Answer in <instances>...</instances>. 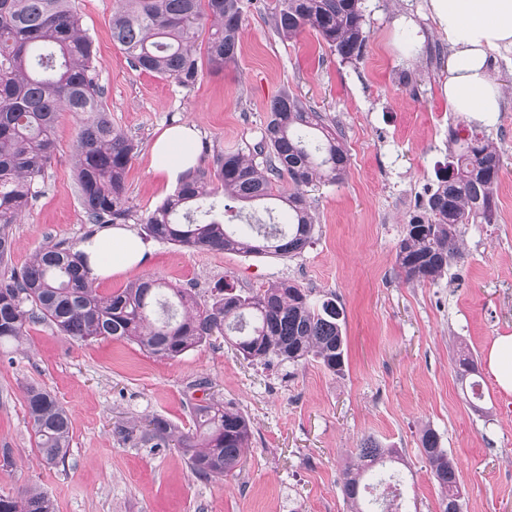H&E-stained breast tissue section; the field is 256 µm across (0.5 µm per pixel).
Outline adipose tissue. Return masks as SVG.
<instances>
[{
    "label": "adipose tissue",
    "mask_w": 512,
    "mask_h": 512,
    "mask_svg": "<svg viewBox=\"0 0 512 512\" xmlns=\"http://www.w3.org/2000/svg\"><path fill=\"white\" fill-rule=\"evenodd\" d=\"M451 49L444 86L448 105L469 122L490 125L501 110V91L488 69L490 52L512 47V0H428ZM198 130L183 124L166 128L151 148V164L167 181L197 165ZM89 279L123 274L138 266L145 245L130 228L113 226L83 240Z\"/></svg>",
    "instance_id": "adipose-tissue-1"
}]
</instances>
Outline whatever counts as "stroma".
Masks as SVG:
<instances>
[{
    "instance_id": "35a3bbf8",
    "label": "stroma",
    "mask_w": 512,
    "mask_h": 512,
    "mask_svg": "<svg viewBox=\"0 0 512 512\" xmlns=\"http://www.w3.org/2000/svg\"><path fill=\"white\" fill-rule=\"evenodd\" d=\"M275 0H251L234 64L204 72L194 89L133 70L112 41L115 0H74L93 42L92 75L115 127L136 144L126 196L138 216L174 192L151 167L165 127L194 124L200 166L247 151L261 137L269 102L288 90L335 118L350 156L343 182L308 189L315 237L293 257L206 252L145 238L142 263L97 281L111 293L153 277L208 298L217 282L246 291L288 280L314 300L333 298L346 318L343 373L321 364L244 360L217 338L174 360L117 339L81 342L45 323L23 344L0 345V494L41 488L56 512H351L343 474L367 437L396 449L417 512H440L441 492L421 457L419 433L436 431L460 473L463 512H512V392L487 366L497 337L512 335V48L490 54L503 92L484 133L501 151L497 220L465 229L463 259L437 283H408L396 251L411 215L437 184L450 131L470 124L452 112L443 87L448 44L426 0H365L367 43L345 61L311 31L278 37ZM419 46L401 49L403 34ZM79 120L63 113L41 195L13 225L11 262L20 267L48 241L78 244L99 227L84 221L74 176ZM477 362L483 396L469 404L457 378L460 352ZM36 383L68 410L72 441L64 465L35 449L24 392ZM247 415L253 426L242 471L196 478L176 448L122 441L117 425L152 416L192 428L188 401L206 398Z\"/></svg>"
}]
</instances>
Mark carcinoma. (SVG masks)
Instances as JSON below:
<instances>
[{
	"label": "carcinoma",
	"instance_id": "obj_1",
	"mask_svg": "<svg viewBox=\"0 0 512 512\" xmlns=\"http://www.w3.org/2000/svg\"><path fill=\"white\" fill-rule=\"evenodd\" d=\"M112 41L135 71L171 77L185 89L198 83L204 67L222 71L237 59L245 0H117ZM274 31L292 38L311 29L342 59L358 60L366 46L364 0H276ZM92 41L83 32L71 0H0V343H22L27 328L45 322L77 341L123 339L161 360H173L224 337L250 361L276 358L292 364L314 360L343 372L345 315L336 301L317 304L311 292L286 280L241 292L226 284L200 301L186 288L140 279L109 294L87 276V257L63 241L42 246L20 269L9 267L12 225L41 193L63 112L81 120L75 176L89 224H125L133 211L125 195V174L133 141L112 120L90 77ZM450 171L437 174V188L422 212L411 216L396 252L407 281L435 282L461 256L468 224L496 221L501 170L497 147L473 126L448 142ZM350 158L336 126L284 89L271 101L266 124L249 155H217L196 170L171 197L139 218L148 236L199 251L295 256L313 241L315 224L304 188L338 183ZM287 179L292 188L276 183ZM267 213L288 207V227L259 219L237 232L221 221L215 196ZM25 407L36 450L50 467L65 461L71 442L68 411L38 385L25 390ZM194 429L176 432L163 417L143 430L118 429L124 441L151 448L176 442L200 479L222 480L241 471L251 440L249 419L206 398L191 405ZM420 452L441 490V512L460 493V475L431 428L419 435ZM396 450L367 438L357 449L360 464L345 472L343 489L359 507L363 474ZM0 512H55L50 495L27 488L0 494Z\"/></svg>",
	"mask_w": 512,
	"mask_h": 512
}]
</instances>
